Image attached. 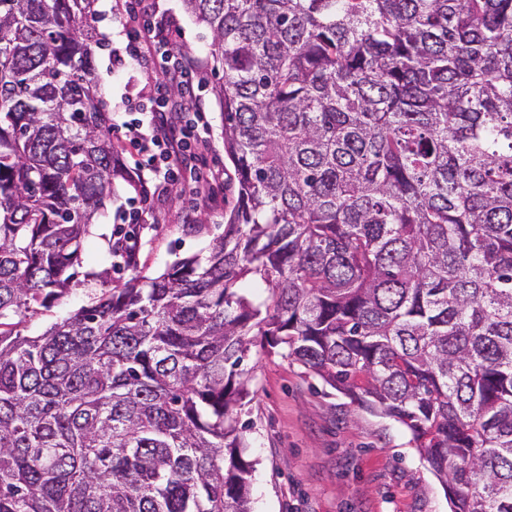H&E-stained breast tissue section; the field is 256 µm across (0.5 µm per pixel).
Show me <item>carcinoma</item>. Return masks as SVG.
Returning <instances> with one entry per match:
<instances>
[{
	"mask_svg": "<svg viewBox=\"0 0 512 512\" xmlns=\"http://www.w3.org/2000/svg\"><path fill=\"white\" fill-rule=\"evenodd\" d=\"M183 2L224 233L155 276L107 242L103 288L29 336L130 176L95 0H0V512H253L255 336L402 425L451 512H512V0Z\"/></svg>",
	"mask_w": 512,
	"mask_h": 512,
	"instance_id": "cac0c4a2",
	"label": "carcinoma"
}]
</instances>
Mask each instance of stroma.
Masks as SVG:
<instances>
[{
  "mask_svg": "<svg viewBox=\"0 0 512 512\" xmlns=\"http://www.w3.org/2000/svg\"><path fill=\"white\" fill-rule=\"evenodd\" d=\"M98 0L94 79L106 112L124 120L138 118L149 106L162 72L112 62L123 38L117 6ZM182 31L178 51L193 61L203 79L200 104L210 123L208 167L215 172L209 198L191 205L173 183H159L150 207L136 212L133 187L118 183L85 242L84 271H101L102 251L113 229L136 216L138 263L144 274L163 272L177 258L206 253L224 232V214L237 196L233 164L224 155L219 104L213 94L217 75L207 62L209 30L185 10L182 0H153ZM191 224L203 234L188 233ZM96 282L73 287L49 309L27 319L24 332L34 336L49 324L86 304ZM250 402L241 414L248 424L246 458L253 461L254 512H450L439 480L422 460L409 433L395 421L371 414L356 401L330 388L281 350L253 347L247 362Z\"/></svg>",
  "mask_w": 512,
  "mask_h": 512,
  "instance_id": "1",
  "label": "stroma"
}]
</instances>
